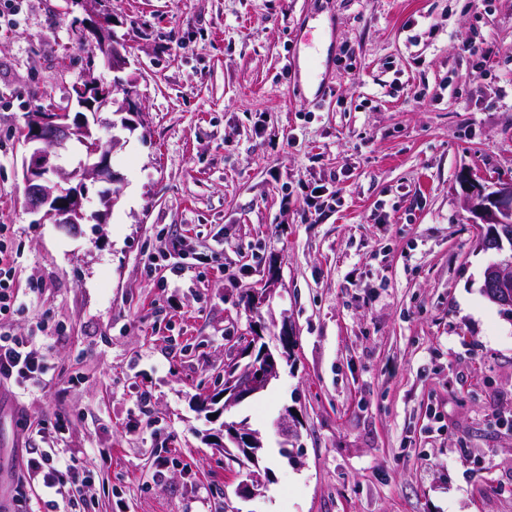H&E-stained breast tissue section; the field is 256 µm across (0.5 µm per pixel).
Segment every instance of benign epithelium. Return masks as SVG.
Returning <instances> with one entry per match:
<instances>
[{
  "label": "benign epithelium",
  "mask_w": 512,
  "mask_h": 512,
  "mask_svg": "<svg viewBox=\"0 0 512 512\" xmlns=\"http://www.w3.org/2000/svg\"><path fill=\"white\" fill-rule=\"evenodd\" d=\"M101 53L105 67L118 72L130 65L128 46L112 37L110 20L98 16L97 21L87 26ZM69 103L96 114L119 106L122 112H137V105L130 89L115 80L109 86L93 79H81L69 88ZM71 142L82 146L90 161L77 171H67L55 163L60 151ZM23 144L31 151L24 159L22 177L27 190L28 210L42 213L39 223L62 224L76 229L87 219L85 182L92 180L115 182L109 165L112 150L120 144V139L110 135L103 140L97 128L81 113L71 114L70 107H58L54 103H41L27 115L23 133ZM78 180V186L66 188L64 184ZM467 209L487 226L486 236L496 233L503 224H512V183L498 185L497 190L487 193L484 186L473 176L463 178ZM120 192L114 190L100 196L102 210L94 214L98 223H106V217L118 202ZM485 296L494 304L512 309V255L503 254L489 263L484 271L482 284ZM281 349L272 352L263 346L259 360L244 367L237 365L224 374V407L228 408L266 389L280 376V361L288 358V330H283ZM280 444L286 448L298 437L295 423L284 414L275 423ZM227 443L245 450L254 464L257 463L256 449L263 447L257 433L244 424L234 427L224 426ZM268 472L256 466L250 480L237 489V495L245 500H253L264 495L268 485Z\"/></svg>",
  "instance_id": "benign-epithelium-1"
}]
</instances>
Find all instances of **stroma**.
<instances>
[{
    "label": "stroma",
    "instance_id": "35a3bbf8",
    "mask_svg": "<svg viewBox=\"0 0 512 512\" xmlns=\"http://www.w3.org/2000/svg\"><path fill=\"white\" fill-rule=\"evenodd\" d=\"M101 9L132 55L118 75L89 64L75 0H18L0 23V224L24 303L0 328L54 369L46 387L0 391V503L23 474L22 410L35 447L94 470L88 512H512V312L481 290L497 253L461 183L512 182V0ZM304 24L333 47L321 95L295 55ZM465 39L494 51L475 61ZM88 75L128 82L139 113L128 127L102 113L121 196L70 230L23 206L21 131ZM317 186L338 202L309 218ZM171 237L222 257L172 273ZM44 311L62 332L42 335ZM284 329L280 377L225 408V364ZM288 411L285 458L273 422ZM58 413L66 434L40 433ZM241 420L270 471L247 502L245 468L214 444Z\"/></svg>",
    "mask_w": 512,
    "mask_h": 512
}]
</instances>
